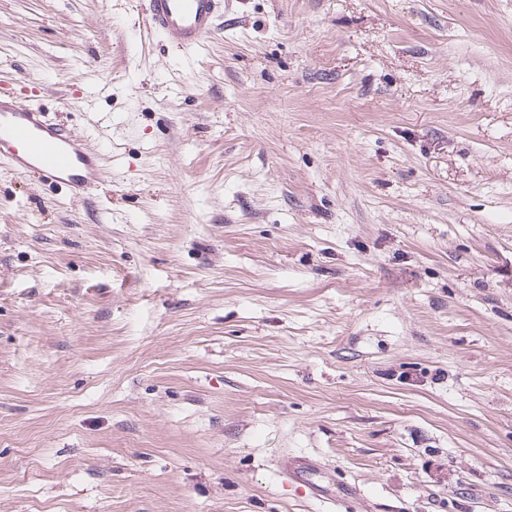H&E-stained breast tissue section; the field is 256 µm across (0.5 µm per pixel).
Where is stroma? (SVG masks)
<instances>
[{
  "label": "stroma",
  "mask_w": 512,
  "mask_h": 512,
  "mask_svg": "<svg viewBox=\"0 0 512 512\" xmlns=\"http://www.w3.org/2000/svg\"><path fill=\"white\" fill-rule=\"evenodd\" d=\"M144 2L0 0V512H512V0ZM227 0H146L151 29L183 51L200 47L224 25ZM0 159L15 170L67 187L73 201L83 200L103 173L96 149L51 122L38 108L12 98L0 97ZM277 473L281 481L285 484L309 486L311 489L317 491V489L313 487L315 484L308 478L311 473L308 467H301L293 462L289 463L287 458L278 465Z\"/></svg>",
  "instance_id": "1"
}]
</instances>
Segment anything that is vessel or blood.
I'll list each match as a JSON object with an SVG mask.
<instances>
[{
    "instance_id": "b4317fda",
    "label": "vessel or blood",
    "mask_w": 512,
    "mask_h": 512,
    "mask_svg": "<svg viewBox=\"0 0 512 512\" xmlns=\"http://www.w3.org/2000/svg\"><path fill=\"white\" fill-rule=\"evenodd\" d=\"M225 0H146L151 29L184 51L200 47L221 29ZM0 159L15 170L39 175L67 187L72 200H83L103 173L100 153L51 122L44 112L23 102L0 98ZM277 473L285 484L309 485V468L281 462Z\"/></svg>"
}]
</instances>
